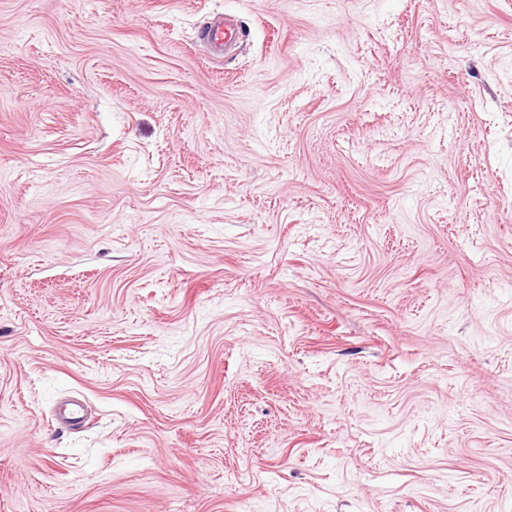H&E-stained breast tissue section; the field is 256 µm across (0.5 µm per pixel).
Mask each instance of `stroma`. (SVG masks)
Segmentation results:
<instances>
[{"mask_svg": "<svg viewBox=\"0 0 512 512\" xmlns=\"http://www.w3.org/2000/svg\"><path fill=\"white\" fill-rule=\"evenodd\" d=\"M0 512H512V0H0ZM209 45L217 52L224 51V47H230L237 43L240 38V30L231 20L222 17L214 22V24L205 33Z\"/></svg>", "mask_w": 512, "mask_h": 512, "instance_id": "35a3bbf8", "label": "stroma"}]
</instances>
